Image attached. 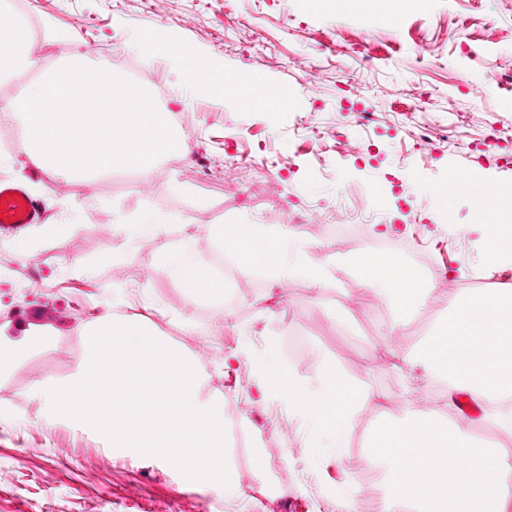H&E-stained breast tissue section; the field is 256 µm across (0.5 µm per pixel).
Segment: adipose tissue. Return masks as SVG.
<instances>
[{"mask_svg":"<svg viewBox=\"0 0 512 512\" xmlns=\"http://www.w3.org/2000/svg\"><path fill=\"white\" fill-rule=\"evenodd\" d=\"M133 43L158 56L178 59L188 76L189 98L220 100L237 92L232 74L158 32H136ZM481 184V178H474L467 190L473 193L476 208L485 211L488 218L476 230L481 235L484 258L494 266L512 261V186L491 196ZM498 215L504 216V223H495ZM173 221V216L143 209L119 215L114 229L126 238L138 239L161 234ZM211 237L244 273L261 270L276 283L301 278L317 290L328 288L334 278L330 262L311 253L302 240L289 234L287 225L220 224ZM161 262L189 300L223 298L224 279L208 262L183 263L167 254L162 255ZM354 266L364 283L382 295L397 315L410 313L428 291L421 273L399 252L378 254L364 247L359 249ZM381 354L390 368L406 376L420 369L429 378L441 380L445 402H453L457 392L467 393L481 409L482 420L512 432L511 284L458 292L449 301L448 315L434 322L417 351L404 353L386 345ZM255 372L257 404L274 397L281 399L331 447L345 443L350 428L376 398L372 390L354 384L332 364L323 365L311 383L269 362L256 363Z\"/></svg>","mask_w":512,"mask_h":512,"instance_id":"1","label":"adipose tissue"}]
</instances>
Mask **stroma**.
I'll list each match as a JSON object with an SVG mask.
<instances>
[{
    "mask_svg": "<svg viewBox=\"0 0 512 512\" xmlns=\"http://www.w3.org/2000/svg\"><path fill=\"white\" fill-rule=\"evenodd\" d=\"M26 27L42 65L79 53L125 71L148 87L163 86L161 108L189 149L148 173L118 169L99 177L97 195L83 181L26 165L0 164V181H23L47 212L44 224L17 235L0 233V339L30 336L46 344L26 351L0 377V512H342L351 494L360 512H380L385 482L365 459L374 422L410 411L430 412L475 440L512 450V434L458 407L443 406L440 383L422 372L413 379L389 369L379 348H415L431 323L448 312V293L430 292L405 319L356 273L351 253L310 238L313 252L331 259L336 280L318 292L300 279L273 289L267 274L247 275L246 294L224 300L222 314L188 302L156 256L169 251L202 258L216 224H259L264 192L246 204L224 191L214 173L224 155L274 160L289 213L342 214L362 209L375 224H394L399 240L420 232L434 260L450 256L454 279H491L475 230L484 218L470 199L436 195L450 166L512 185V163L502 159L498 132L512 131V0H420L414 11L398 0H8ZM157 30L191 45L226 69L259 73L271 92L287 90L288 107L245 111L233 99L179 105L186 75L172 62L131 47L134 33ZM431 44L434 55L420 54ZM480 47L475 56L461 45ZM484 87L480 101L467 93ZM337 122L359 156L326 141ZM419 204L426 222L406 219ZM150 208L175 216L166 234L128 240L114 234L115 213ZM122 311L150 317L154 331L181 346L211 376L206 392L224 395L229 417L250 440L236 467L239 490L183 483L178 469L133 457L67 418L46 413L31 394L38 380H67L85 360V336L111 311L115 291ZM166 316L154 315L151 302ZM315 379L334 363L375 401L330 448L307 421L277 402L254 405V365L268 356ZM229 358L224 375L215 362Z\"/></svg>",
    "mask_w": 512,
    "mask_h": 512,
    "instance_id": "1",
    "label": "stroma"
}]
</instances>
